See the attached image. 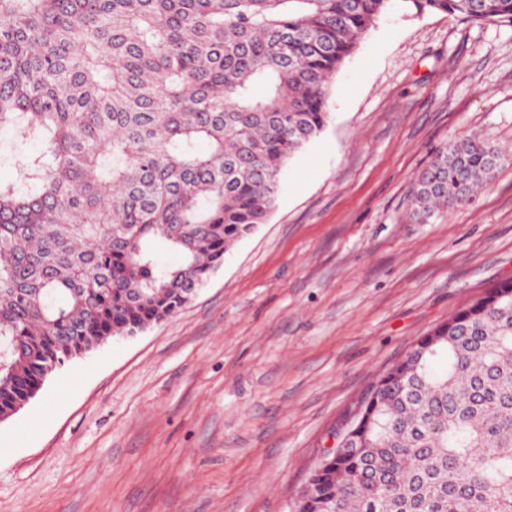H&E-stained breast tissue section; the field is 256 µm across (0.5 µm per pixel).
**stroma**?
<instances>
[{
    "mask_svg": "<svg viewBox=\"0 0 512 512\" xmlns=\"http://www.w3.org/2000/svg\"><path fill=\"white\" fill-rule=\"evenodd\" d=\"M472 133L512 150V25L382 15L268 220L186 306L0 423V512H289L376 379L512 277V161L411 217L418 173Z\"/></svg>",
    "mask_w": 512,
    "mask_h": 512,
    "instance_id": "stroma-1",
    "label": "stroma"
}]
</instances>
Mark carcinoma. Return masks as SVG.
I'll list each match as a JSON object with an SVG mask.
<instances>
[{
  "mask_svg": "<svg viewBox=\"0 0 512 512\" xmlns=\"http://www.w3.org/2000/svg\"><path fill=\"white\" fill-rule=\"evenodd\" d=\"M395 8L512 24V0H0V411L192 300ZM508 160L475 135L439 148L414 220ZM429 334L359 401L358 451L324 457L299 512H512V279Z\"/></svg>",
  "mask_w": 512,
  "mask_h": 512,
  "instance_id": "cac0c4a2",
  "label": "carcinoma"
}]
</instances>
